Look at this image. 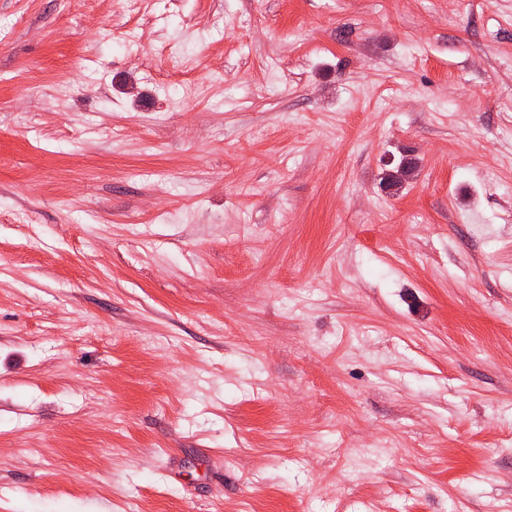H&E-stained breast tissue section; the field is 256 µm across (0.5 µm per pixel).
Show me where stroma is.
Masks as SVG:
<instances>
[{
    "label": "stroma",
    "instance_id": "stroma-1",
    "mask_svg": "<svg viewBox=\"0 0 512 512\" xmlns=\"http://www.w3.org/2000/svg\"><path fill=\"white\" fill-rule=\"evenodd\" d=\"M0 512H512V0H0Z\"/></svg>",
    "mask_w": 512,
    "mask_h": 512
}]
</instances>
